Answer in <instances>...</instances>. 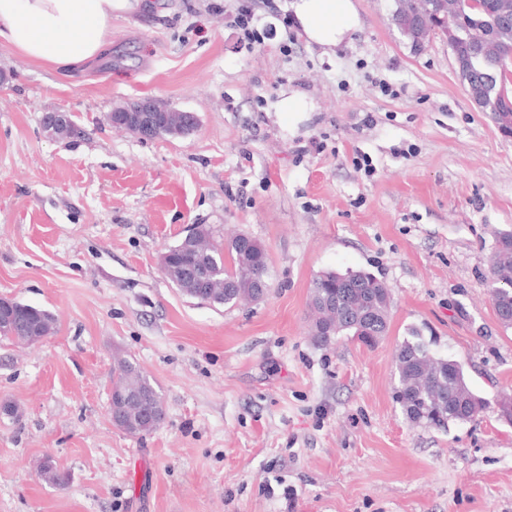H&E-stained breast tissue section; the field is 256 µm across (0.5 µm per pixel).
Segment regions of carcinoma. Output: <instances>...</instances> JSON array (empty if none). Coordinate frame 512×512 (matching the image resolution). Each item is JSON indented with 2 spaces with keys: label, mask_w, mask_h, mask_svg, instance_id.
I'll return each mask as SVG.
<instances>
[{
  "label": "carcinoma",
  "mask_w": 512,
  "mask_h": 512,
  "mask_svg": "<svg viewBox=\"0 0 512 512\" xmlns=\"http://www.w3.org/2000/svg\"><path fill=\"white\" fill-rule=\"evenodd\" d=\"M496 0H487V11L480 16L462 13L451 49L472 58L478 71L463 81L468 96L479 109L497 117L512 113V97L498 93L497 63L512 54V20H499ZM170 261L166 275L183 294L210 305L258 301L264 293L255 281H268L269 256L266 248L246 234L228 242L216 240L208 224H196L190 236L168 248ZM337 306L330 286L338 277L326 272L312 282L309 296L312 331L315 340L329 345L340 335H354L368 346L376 345L388 332L390 298L377 278L356 282ZM488 288L500 323L512 327V231L501 232L491 257ZM55 319L47 310L16 301L0 306V336L33 342L54 332ZM398 386L395 401L406 418L438 430L458 421L473 420L489 409V404L469 388L462 365L452 359L434 357L422 340L403 341L396 350ZM112 387L125 398L118 428L130 435H144L156 429L147 420L149 411L162 407V396L136 362L116 359Z\"/></svg>",
  "instance_id": "carcinoma-1"
}]
</instances>
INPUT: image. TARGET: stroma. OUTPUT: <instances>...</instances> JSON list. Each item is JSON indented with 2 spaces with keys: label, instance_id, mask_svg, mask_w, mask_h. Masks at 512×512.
Instances as JSON below:
<instances>
[{
  "label": "stroma",
  "instance_id": "stroma-1",
  "mask_svg": "<svg viewBox=\"0 0 512 512\" xmlns=\"http://www.w3.org/2000/svg\"><path fill=\"white\" fill-rule=\"evenodd\" d=\"M112 17V52L65 74L0 41V297L52 313L53 334L0 339V512H512V423L447 430L393 399L396 348L419 335L488 403L512 394V328L487 288L512 230V136L469 99L447 43L414 50L394 0H358L353 41L288 40L289 0H150ZM249 8L273 35L247 46ZM310 96L297 123L282 92ZM157 99L190 137L106 122ZM84 129L48 135L44 113ZM258 239L260 302L182 294L161 255L192 225ZM373 274L387 336L318 345L312 280ZM166 409L144 435L108 415L115 358ZM51 458L65 486L42 476Z\"/></svg>",
  "mask_w": 512,
  "mask_h": 512
}]
</instances>
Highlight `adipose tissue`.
Masks as SVG:
<instances>
[{"instance_id": "adipose-tissue-1", "label": "adipose tissue", "mask_w": 512, "mask_h": 512, "mask_svg": "<svg viewBox=\"0 0 512 512\" xmlns=\"http://www.w3.org/2000/svg\"><path fill=\"white\" fill-rule=\"evenodd\" d=\"M146 0H0V38L32 62L70 70L108 45L112 16L146 8ZM308 44L323 53L351 43L360 27L356 0H290Z\"/></svg>"}]
</instances>
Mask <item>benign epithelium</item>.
Listing matches in <instances>:
<instances>
[{"label":"benign epithelium","mask_w":512,"mask_h":512,"mask_svg":"<svg viewBox=\"0 0 512 512\" xmlns=\"http://www.w3.org/2000/svg\"><path fill=\"white\" fill-rule=\"evenodd\" d=\"M406 6L404 0H396L392 21L414 49H421L435 35L450 40L458 13V0H425L412 15L401 12ZM65 124L67 114L64 112H47L41 119L43 130L51 136ZM169 125L193 128L197 125V118L155 100L136 101L112 110V127L115 130L129 131L142 138H151L160 127Z\"/></svg>","instance_id":"1"}]
</instances>
